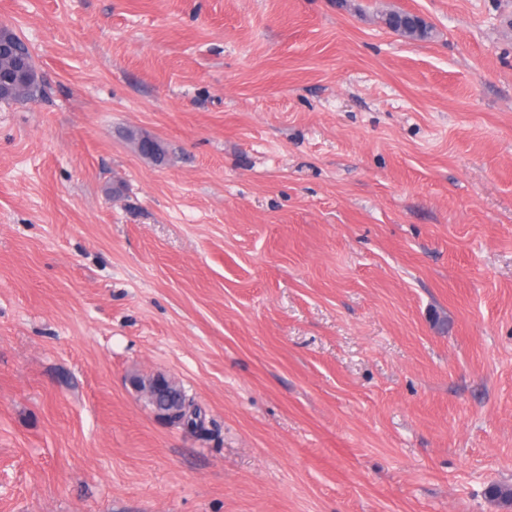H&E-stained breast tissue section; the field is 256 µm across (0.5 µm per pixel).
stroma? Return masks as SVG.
Segmentation results:
<instances>
[{
	"instance_id": "1",
	"label": "stroma",
	"mask_w": 512,
	"mask_h": 512,
	"mask_svg": "<svg viewBox=\"0 0 512 512\" xmlns=\"http://www.w3.org/2000/svg\"><path fill=\"white\" fill-rule=\"evenodd\" d=\"M1 25L42 91L0 103V512H512V0ZM4 36H6L12 45L26 54L28 59L26 70V83L25 85L14 88L13 85L6 86L2 89L0 86V103H20L30 101L33 99L34 92H36L39 85V76L35 67L34 59L27 46L21 38L8 27H4ZM162 381L165 383L164 390H156L153 392L152 397L148 398V403L153 409L155 408L156 410L161 411L164 408V406L167 403H169V401L174 400L176 398H180V400L186 403L189 401V406L194 405V401L185 394L183 389L171 384L165 378H162Z\"/></svg>"
}]
</instances>
